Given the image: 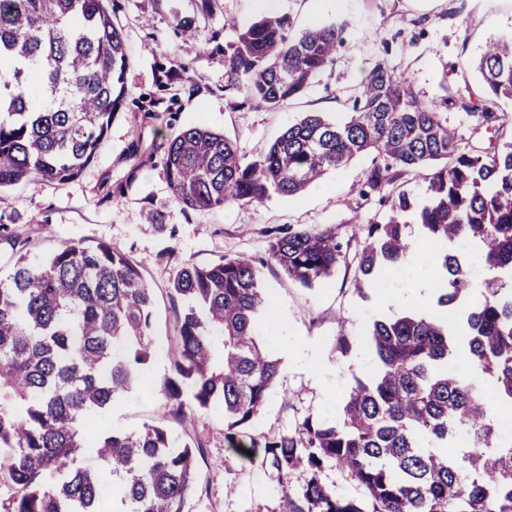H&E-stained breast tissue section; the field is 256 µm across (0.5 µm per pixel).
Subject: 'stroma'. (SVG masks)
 Here are the masks:
<instances>
[{
  "instance_id": "1",
  "label": "stroma",
  "mask_w": 512,
  "mask_h": 512,
  "mask_svg": "<svg viewBox=\"0 0 512 512\" xmlns=\"http://www.w3.org/2000/svg\"><path fill=\"white\" fill-rule=\"evenodd\" d=\"M109 9L130 55L127 95L107 139L77 179H25L0 190V277L18 255L40 259L63 242H101L131 255L155 290L153 340L167 346L184 303L170 295L181 269L247 256L263 264V286L275 300V353L281 370L260 413L248 426L261 439L293 432L304 421L339 411L353 377L371 370L358 353L374 306L355 288L348 259L320 285L306 288L267 262L274 230L330 225L347 254L363 244L369 224L384 218L380 194L362 196L372 155L328 174L320 187L292 198L272 195L260 205L184 209L168 187L163 157L170 136L196 125L236 140L246 160L260 155L280 131L306 112L341 117L352 109L368 71L385 62L409 78L422 99L436 101L457 133L461 151L512 140V101H500L497 122L481 124L460 101L481 95L475 61L487 40L512 41V0H280L291 35L311 26H343L345 42L296 99L271 110L225 92L224 52L237 32L262 18L253 0H110ZM233 26H226V19ZM347 336L351 350L336 351ZM322 373H315L313 363ZM112 426L135 431L164 423L201 445L199 485L189 512H285L286 496L309 478L295 471L287 486L274 473L234 454L223 418L197 413L190 425L168 414L161 391L132 392L108 414Z\"/></svg>"
}]
</instances>
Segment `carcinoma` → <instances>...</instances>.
Wrapping results in <instances>:
<instances>
[{
    "label": "carcinoma",
    "instance_id": "obj_1",
    "mask_svg": "<svg viewBox=\"0 0 512 512\" xmlns=\"http://www.w3.org/2000/svg\"><path fill=\"white\" fill-rule=\"evenodd\" d=\"M108 0H0V188L22 179H77L106 140L124 103L129 56ZM341 26L288 37L281 17L239 33L225 89L276 109L333 61ZM483 99L461 102L480 123L512 100V42L489 41L477 61ZM384 159L362 196L392 182L390 170L427 169L426 199L387 196L351 262L358 290L416 253L444 274L432 311L412 307L376 319L365 333L371 371L354 377L338 419L306 418L293 433L247 439L280 370L267 338L271 297L248 257L186 267L172 292L184 299L166 351L163 382L175 416L224 417L239 454L271 469L282 487L297 468L309 480L289 512H512V441L491 413L512 406V142L482 155L460 151L435 105L381 62L352 112L331 121L308 112L258 159L203 125L169 140L164 168L185 209L260 204L296 196L355 157ZM269 257L310 287L341 258L335 229L275 235ZM154 294L139 265L101 242H65L37 263L20 256L0 278V512H186L196 484L194 445L162 425L128 432L104 412L133 389L156 386L151 362ZM476 373L455 369L457 333ZM192 404L183 401L184 390ZM465 432L468 446L444 448ZM91 463L74 469V460ZM331 463L359 497L319 479Z\"/></svg>",
    "mask_w": 512,
    "mask_h": 512
}]
</instances>
